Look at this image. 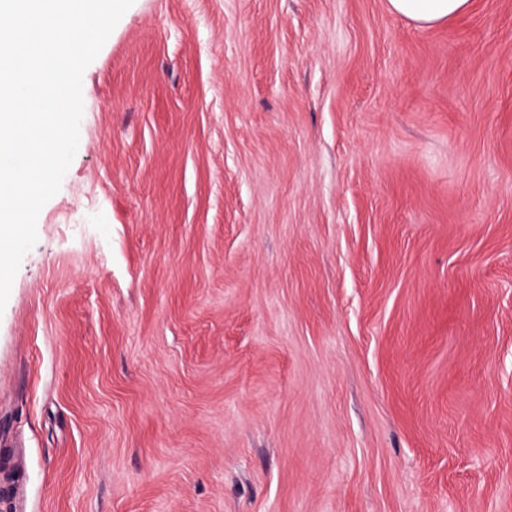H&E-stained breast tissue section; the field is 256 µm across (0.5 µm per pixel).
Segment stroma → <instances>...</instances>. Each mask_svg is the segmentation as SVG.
Returning <instances> with one entry per match:
<instances>
[{
	"mask_svg": "<svg viewBox=\"0 0 512 512\" xmlns=\"http://www.w3.org/2000/svg\"><path fill=\"white\" fill-rule=\"evenodd\" d=\"M0 313V512H512V0H134ZM388 5L419 26H433L466 13L471 0H388Z\"/></svg>",
	"mask_w": 512,
	"mask_h": 512,
	"instance_id": "1",
	"label": "stroma"
}]
</instances>
